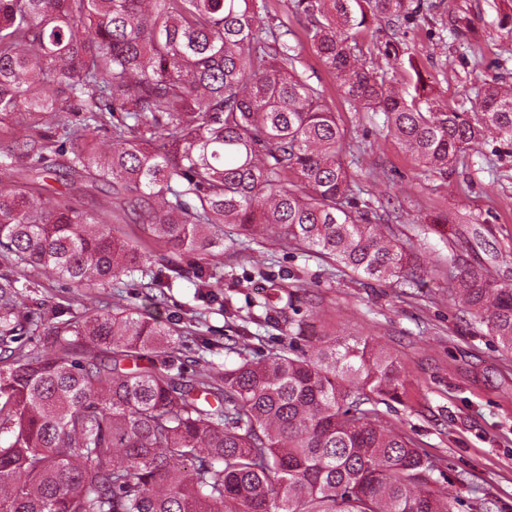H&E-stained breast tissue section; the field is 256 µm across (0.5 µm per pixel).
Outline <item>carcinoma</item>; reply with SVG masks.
Returning a JSON list of instances; mask_svg holds the SVG:
<instances>
[{
	"mask_svg": "<svg viewBox=\"0 0 512 512\" xmlns=\"http://www.w3.org/2000/svg\"><path fill=\"white\" fill-rule=\"evenodd\" d=\"M289 2L342 100L382 113L425 170L447 173L489 134L512 144L511 89L486 83L459 110L418 87L405 99L366 66L371 25L397 31L423 0ZM267 15V0H0V130L24 115L0 152V512H453L452 493L419 488L437 466L382 424L404 382L369 338L321 335L260 362L244 343L234 365H189L133 308L61 319L24 300L29 269L77 288L138 274L161 292L188 273L212 288L226 224L406 279L411 246L354 189L336 113ZM67 149L81 169L50 162ZM6 176L106 187L141 233L69 199L38 204ZM150 240L200 261L155 265ZM456 279L512 351V286L481 268ZM297 302L271 279L259 307L301 336Z\"/></svg>",
	"mask_w": 512,
	"mask_h": 512,
	"instance_id": "carcinoma-1",
	"label": "carcinoma"
}]
</instances>
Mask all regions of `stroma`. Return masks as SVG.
Returning a JSON list of instances; mask_svg holds the SVG:
<instances>
[{
  "mask_svg": "<svg viewBox=\"0 0 512 512\" xmlns=\"http://www.w3.org/2000/svg\"><path fill=\"white\" fill-rule=\"evenodd\" d=\"M432 10L408 25L399 44V63L388 68L383 51L390 30L373 24L367 62L384 72L401 95L416 83L438 101L466 109L480 85L512 84V0H433ZM470 17L467 36H455L448 17ZM302 68L323 86L346 131L345 158L384 221L417 256L404 284L376 281L331 260L293 247H241L235 227L224 229L218 257L224 279L216 300L200 297L193 279L182 278L165 299L153 298L135 277L108 288H69L39 271L29 304L65 306L79 297L95 310L117 303L154 315L180 335L182 358L198 353L200 330H209L216 364H233L236 343L249 333L251 360L294 347L311 351L308 336L287 327L260 306L268 278L299 291L300 317H313L321 333L347 340L373 339L399 365L404 387L382 412L386 424L402 429L439 467L429 486L450 475L454 512H479L492 499V512H512V353L502 351L486 325L474 322L457 299V267H486L512 286V145L489 141L474 146L464 163L441 175L424 171L412 154L383 127L379 112L352 111L339 97L336 80L312 53ZM448 212L447 226L428 217Z\"/></svg>",
  "mask_w": 512,
  "mask_h": 512,
  "instance_id": "stroma-1",
  "label": "stroma"
}]
</instances>
